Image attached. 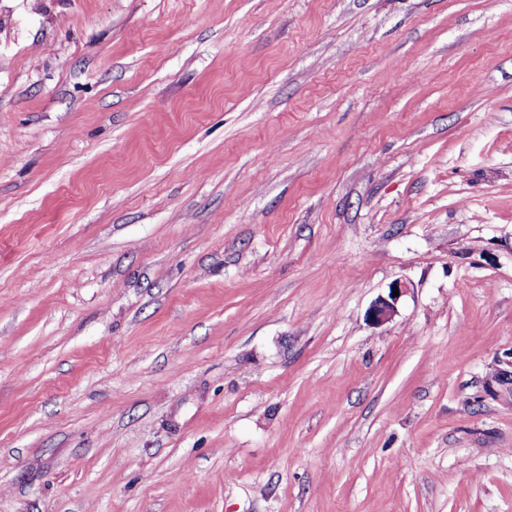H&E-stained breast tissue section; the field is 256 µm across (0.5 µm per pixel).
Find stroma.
<instances>
[{
	"instance_id": "35a3bbf8",
	"label": "stroma",
	"mask_w": 512,
	"mask_h": 512,
	"mask_svg": "<svg viewBox=\"0 0 512 512\" xmlns=\"http://www.w3.org/2000/svg\"><path fill=\"white\" fill-rule=\"evenodd\" d=\"M510 372L512 0H0V512H512ZM394 286H397V289H394ZM390 288L388 298H380L375 304L370 308L368 316L370 320L374 324H382L388 321L392 314L394 313L395 303L398 299V296L393 297V291L399 290V294L402 292L401 285L395 284Z\"/></svg>"
}]
</instances>
